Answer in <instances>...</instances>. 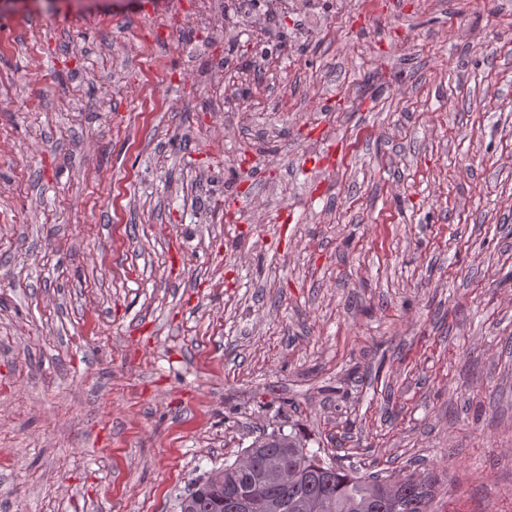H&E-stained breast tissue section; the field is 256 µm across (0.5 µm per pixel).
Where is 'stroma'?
<instances>
[{"instance_id": "stroma-1", "label": "stroma", "mask_w": 512, "mask_h": 512, "mask_svg": "<svg viewBox=\"0 0 512 512\" xmlns=\"http://www.w3.org/2000/svg\"><path fill=\"white\" fill-rule=\"evenodd\" d=\"M0 0V512H179L289 422L512 512V0ZM277 1L285 0H235L234 4L228 3L226 6L229 9L234 6L239 15L248 18L252 24L261 25L264 16L278 10Z\"/></svg>"}]
</instances>
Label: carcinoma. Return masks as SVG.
Segmentation results:
<instances>
[{
    "label": "carcinoma",
    "mask_w": 512,
    "mask_h": 512,
    "mask_svg": "<svg viewBox=\"0 0 512 512\" xmlns=\"http://www.w3.org/2000/svg\"><path fill=\"white\" fill-rule=\"evenodd\" d=\"M195 497L180 498V512H430L434 487L416 490V474L389 478L324 462L301 431L284 427L253 439L231 464L201 477Z\"/></svg>",
    "instance_id": "obj_1"
}]
</instances>
